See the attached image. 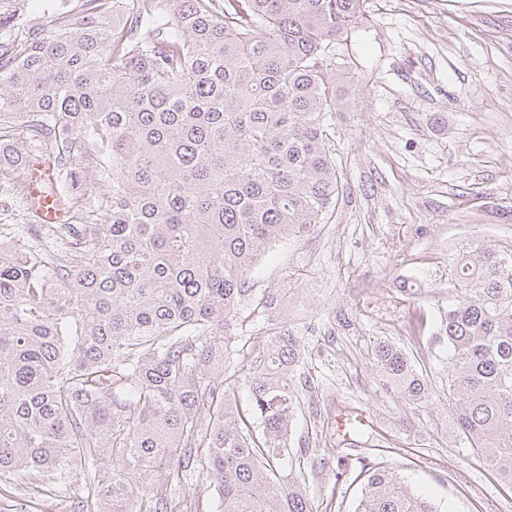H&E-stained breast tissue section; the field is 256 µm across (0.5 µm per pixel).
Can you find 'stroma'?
<instances>
[{"label": "stroma", "instance_id": "35a3bbf8", "mask_svg": "<svg viewBox=\"0 0 512 512\" xmlns=\"http://www.w3.org/2000/svg\"><path fill=\"white\" fill-rule=\"evenodd\" d=\"M344 86L355 100L330 120L349 191L322 224L255 265L256 291L288 286V328L301 345L299 403L288 459L302 468L314 512H351L361 470L382 453L412 491L442 512H512L503 485L460 440L448 400V346L436 332L457 295L450 262L462 246L512 239V0H365ZM448 115L439 128L433 115ZM229 364L250 368L271 336L252 307L238 314ZM401 347L432 396L402 400L373 360ZM364 415L351 444L336 418ZM328 466L311 470L301 448ZM64 512L61 497L27 500L0 481V512Z\"/></svg>", "mask_w": 512, "mask_h": 512}]
</instances>
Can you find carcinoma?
Instances as JSON below:
<instances>
[{"label": "carcinoma", "mask_w": 512, "mask_h": 512, "mask_svg": "<svg viewBox=\"0 0 512 512\" xmlns=\"http://www.w3.org/2000/svg\"><path fill=\"white\" fill-rule=\"evenodd\" d=\"M363 2L80 0L42 28L0 17V142L13 145L0 179L26 197L21 146L35 142L79 220L49 248L0 247V478L61 485L72 512H186L133 479L175 487L197 472L215 512H313L288 470L290 295L254 297L249 280L346 192L326 117L345 98L330 73L348 63L332 48ZM89 171L108 185L101 201ZM451 276L437 336L455 424L512 486V241L463 248ZM250 298L271 347L231 372ZM373 355L403 399L428 400L403 349L379 341ZM364 473L354 512H440L398 470Z\"/></svg>", "instance_id": "1"}]
</instances>
